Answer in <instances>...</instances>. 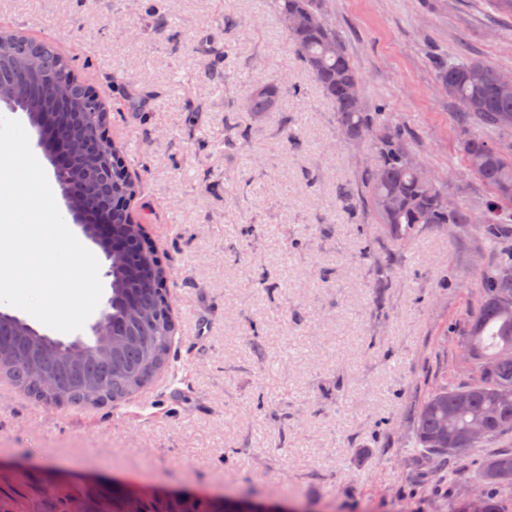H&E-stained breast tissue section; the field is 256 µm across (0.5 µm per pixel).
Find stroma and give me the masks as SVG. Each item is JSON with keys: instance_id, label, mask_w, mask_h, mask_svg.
<instances>
[{"instance_id": "1", "label": "stroma", "mask_w": 512, "mask_h": 512, "mask_svg": "<svg viewBox=\"0 0 512 512\" xmlns=\"http://www.w3.org/2000/svg\"><path fill=\"white\" fill-rule=\"evenodd\" d=\"M325 2L367 110L482 215L489 192L457 149L433 60L512 73V15L494 0ZM0 28L52 41L107 107L175 325L168 365L114 406L49 405L0 376V512H55L65 492L80 512H115L116 486L459 512L493 446L441 471L413 427L432 390L467 378L488 255L471 224L393 244L344 198L370 151L339 134L271 0H0ZM276 80L278 107L248 112L249 92ZM375 253L398 269L382 290Z\"/></svg>"}]
</instances>
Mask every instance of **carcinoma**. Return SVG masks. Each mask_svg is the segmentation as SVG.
<instances>
[{"label":"carcinoma","mask_w":512,"mask_h":512,"mask_svg":"<svg viewBox=\"0 0 512 512\" xmlns=\"http://www.w3.org/2000/svg\"><path fill=\"white\" fill-rule=\"evenodd\" d=\"M277 15L295 54L304 62L319 88L333 103L338 128L352 143L370 142L377 158L365 165L362 184L367 202L394 244L409 241L422 224H474L479 238L495 245L498 257L479 278V303L468 315L465 347L472 352L467 364L473 377L457 386L443 385L422 404L414 435L428 460L441 469L455 468L460 449L498 443L503 450L486 457L477 470L482 512H509L500 497L512 485V401L499 392L512 387V288L498 279L503 267H512V156L495 147L488 132L509 133L512 123V88L505 91L499 71L472 58L438 65L441 89L463 113L459 146L466 166L490 190L486 216L479 221L461 203L448 209V195L432 177L422 178V165L400 130L379 122L351 95L361 85L345 41L329 21L323 0H273ZM296 26L288 28V20ZM0 102L26 114L38 131L39 141L53 151L66 142L74 151L69 165L58 172L63 192L75 196L74 204L94 218L107 208L112 215V242L97 245L110 261L112 296L108 304L112 329L94 335L87 343H64L41 335L14 316H0V374L36 399H59L84 406L120 401L145 387L165 365L171 345L173 321L164 308L165 271L138 224L128 218L122 200L137 194L123 154L112 145V154L98 148L104 130L98 98L74 73L70 61L51 45L19 41L0 35ZM71 83V93L61 100L53 84ZM283 94L275 82L256 87L245 107L256 116L272 111ZM396 274L392 259L376 261L374 287H388ZM458 396L468 397L451 427L448 406ZM477 421L487 424L483 436L469 440L464 432ZM448 429L452 439L442 445L436 436ZM206 498H187L169 512H216Z\"/></svg>","instance_id":"cac0c4a2"}]
</instances>
